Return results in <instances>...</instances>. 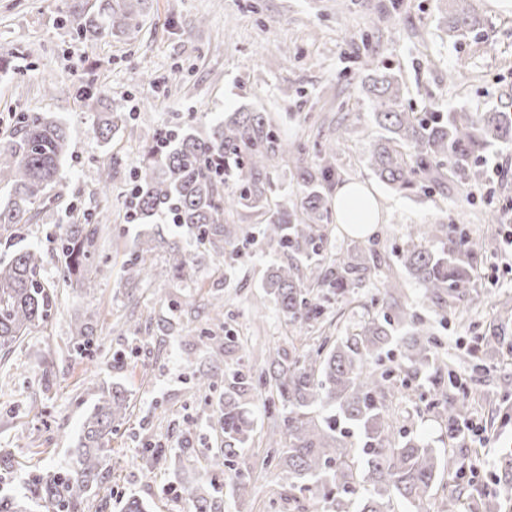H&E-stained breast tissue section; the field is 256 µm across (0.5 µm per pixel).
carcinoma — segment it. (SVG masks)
Masks as SVG:
<instances>
[{"mask_svg": "<svg viewBox=\"0 0 512 512\" xmlns=\"http://www.w3.org/2000/svg\"><path fill=\"white\" fill-rule=\"evenodd\" d=\"M147 0H92L65 12L60 24L86 41L120 37L141 26ZM448 36L463 37L481 24L474 2L449 0ZM366 73L363 90L383 133L371 143L367 167L383 184L397 192L425 189L449 182L483 180L482 156L495 144L512 143V113L500 110L427 112L406 111L399 77L377 68L374 56L359 57ZM123 120V113L102 103L94 133L104 140ZM15 134L0 145V184L7 190L0 203V354L24 341L32 328L48 321L55 289L40 275L41 252L16 248L17 231L40 215L62 208L56 191L60 170L69 153V133L58 119L40 113L15 116ZM288 158L302 188L300 204L287 207L273 196L270 169ZM333 176L329 162L317 163L305 148L282 137L262 112L240 107L208 124L200 132L191 125L174 130L165 141L155 136L144 146L133 173L130 195L136 224L152 225L141 233L123 265L124 285L135 290L147 280L193 277L206 254L224 253L227 235L224 214L255 209L266 216L258 233L265 244L299 261H308L309 275L290 261L267 269L266 293L293 325L313 328L323 323L327 295L344 296L358 287L368 270L380 263L371 247L326 252L321 225L329 221L324 184ZM172 224L194 245L187 252L170 241L162 225ZM100 225L92 214L83 223L67 224L53 239L60 257L59 276L66 285L89 287L88 274L97 258ZM410 243L401 263L418 283L423 296L448 313L479 299L471 288L477 259L489 240L458 231L453 224H413ZM164 251L158 266L152 256ZM400 337L406 368L381 370L375 359ZM77 350L97 342L92 321L75 327ZM312 348L303 343L285 353L268 349L258 370L264 405L274 428L266 434L264 462L281 475V499L304 512H394V503L406 502L420 512L434 499L440 477L447 476L449 494L437 512H501L497 496L473 498L474 483L466 476L464 458L454 451L458 424L469 413L467 392L453 398L441 390L434 403L437 416L448 427V453L440 457L422 438L389 423L388 398L407 376L439 361L432 326L407 308L395 316L375 315L349 336H319ZM493 350L509 349L512 341L494 331L481 337ZM224 405L212 417L220 445L204 458V475L182 486L194 512H224V497L211 479L225 475L232 500L251 496L247 471L236 467L253 439L254 423L244 390L253 389L245 375L230 374ZM129 400L122 392L99 388V398L81 428L79 452L72 469L22 478L21 490L0 495V512H83L90 491L100 487L112 423L124 418ZM166 459L165 449L150 443L141 450L145 467Z\"/></svg>", "mask_w": 512, "mask_h": 512, "instance_id": "obj_1", "label": "carcinoma"}]
</instances>
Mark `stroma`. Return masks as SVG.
<instances>
[{"label": "stroma", "instance_id": "obj_1", "mask_svg": "<svg viewBox=\"0 0 512 512\" xmlns=\"http://www.w3.org/2000/svg\"><path fill=\"white\" fill-rule=\"evenodd\" d=\"M78 0H0V143L15 130L19 112H46L66 123L71 146L61 181L70 210L50 211L20 232L24 245L43 256L41 276L55 286L49 321L0 360V448L26 468L54 471L73 463L77 437L97 393L94 383L126 388L130 413L114 431L103 468V487L84 504L85 512H119L127 497L148 504L150 512H189L187 500L167 494L180 475L197 476L201 457L214 446L210 417L224 394V376L255 372L262 349L287 346L299 329L288 324L261 288L267 265L281 255L267 246L242 249L238 239L260 222L247 210L227 217L232 234L224 254L199 263L191 286L160 279L127 292L122 264L142 227L126 220L130 176L145 142L156 132L183 121L197 129L243 104L266 112L290 142L317 153L344 122L348 132L331 160L334 184L359 181L375 187L383 222L370 236L381 261L359 288L329 297L330 333L345 335L368 316L385 281L401 285L396 302L430 323L446 367L421 369L389 403L390 421L447 451L448 435L429 405L435 378L455 374L476 400L474 421L489 439L486 471L478 478L484 493L499 495L500 462L512 453V423L501 413L512 405V355L486 353L480 371L467 356L478 334L512 305V257L492 248L477 261L473 286L480 295L470 308L442 316L402 266L398 251L407 246L409 225L443 221L470 234L500 235L512 230V144L486 156L484 188L457 183L448 190L398 193L378 183L364 163L379 129L362 91L364 74L357 58L372 53L391 68L404 88L403 106L431 109H500L512 112V9L501 0H479L480 30L450 39L447 0H149L143 25L122 39H76L58 23ZM152 73L157 85L139 83ZM105 85L114 109L127 120L109 140L93 133L94 110L68 96H48L56 81ZM117 162L110 187H102V153ZM496 212L498 223L485 221ZM93 213L107 230L99 241V263L91 287H69L57 280L58 257L50 245L61 225ZM192 292V306L172 308V299ZM224 307L229 350L212 366L200 336L211 328V306ZM261 318H254V311ZM181 319L187 335L161 333L158 326ZM92 320L99 339L88 356L74 346L75 324ZM211 372L209 393L195 385L196 370ZM194 421L195 456L181 467L163 463L144 469L138 463L145 441L178 448L185 421ZM264 451L247 452L253 496L243 510L225 501L226 512H277L281 481L263 465Z\"/></svg>", "mask_w": 512, "mask_h": 512}]
</instances>
